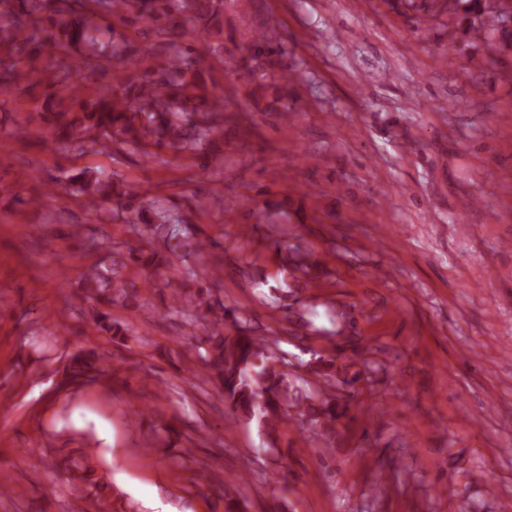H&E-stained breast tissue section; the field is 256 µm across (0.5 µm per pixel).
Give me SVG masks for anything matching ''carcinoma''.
Wrapping results in <instances>:
<instances>
[{
  "label": "carcinoma",
  "mask_w": 512,
  "mask_h": 512,
  "mask_svg": "<svg viewBox=\"0 0 512 512\" xmlns=\"http://www.w3.org/2000/svg\"><path fill=\"white\" fill-rule=\"evenodd\" d=\"M463 1L475 30L512 38V26H504L501 15L486 9L483 0L456 3ZM101 11L148 24L166 42L168 55L158 58L125 38L114 39V30L98 21ZM185 12L204 38L223 33L224 0H0V94L10 93L20 77L34 76L35 85L44 86L42 111L36 117L42 129L62 145L105 150L128 143L146 156L155 149L169 148L220 164L227 105L207 82L195 51L177 42ZM270 44L264 32L251 37L246 75L270 77L262 61ZM109 63L132 64L136 72L122 84L86 92L80 84L83 73ZM72 182L94 208L117 197L120 208L131 214L127 222L144 225L145 234L165 240L181 235L186 239L184 245L200 258L211 245L184 224L179 207L168 197L145 201L135 187L117 185L108 175L86 170ZM130 261L154 271L173 265L171 257L142 247L132 250L129 257L116 251L109 265L89 268L81 278L80 299L89 303L83 311L84 324L114 336L131 335L128 324L112 319V307L140 305L141 293L128 267ZM203 278L210 286L188 287V280L197 279L192 271L181 281H165L171 290L168 314L203 332L194 351L218 383L225 405L273 432L280 418L278 407H290L287 363L275 357L267 340L241 326L235 335H224V321L233 312L224 307L218 294L221 271L206 268ZM319 403L322 424H334L336 396H324Z\"/></svg>",
  "instance_id": "carcinoma-1"
}]
</instances>
